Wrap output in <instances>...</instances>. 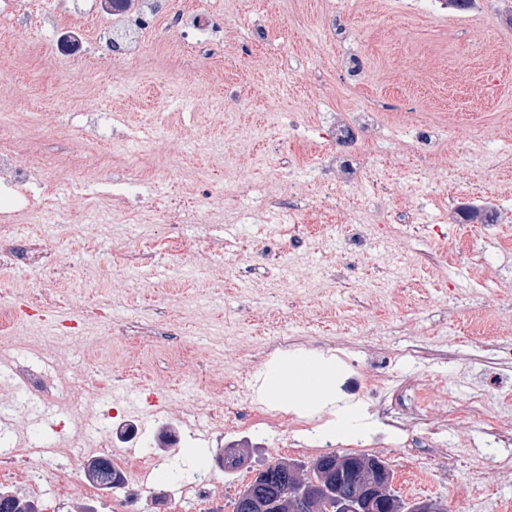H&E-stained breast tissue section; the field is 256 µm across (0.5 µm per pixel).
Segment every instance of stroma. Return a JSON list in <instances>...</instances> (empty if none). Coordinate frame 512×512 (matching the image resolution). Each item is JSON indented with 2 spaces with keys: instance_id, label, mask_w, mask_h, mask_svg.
Returning a JSON list of instances; mask_svg holds the SVG:
<instances>
[{
  "instance_id": "1",
  "label": "stroma",
  "mask_w": 512,
  "mask_h": 512,
  "mask_svg": "<svg viewBox=\"0 0 512 512\" xmlns=\"http://www.w3.org/2000/svg\"><path fill=\"white\" fill-rule=\"evenodd\" d=\"M26 0H0V114L12 115L20 146L59 168L54 207L41 190L29 201L0 197V259L8 269L0 296L18 308L0 330V353L32 370L48 367L70 383L72 402L38 437H71L77 423L116 434L118 452L163 457L146 482H132L90 501L80 453L61 459L69 497L39 499L42 512H166L176 483L172 471H204L211 512H233V501L262 464L307 463L323 455L317 435L333 451L363 454L381 420L371 392L396 410L414 404V380L430 389V415L441 433L409 446L392 431L376 449L394 473L405 502L432 498L447 512H512V469L486 467L485 457L512 458V0H477L454 11L440 0H183L212 20L214 55L195 56L179 26L159 21L144 34L135 58L96 41L105 15L88 18L68 0H40L37 20ZM265 33L261 54L242 66L225 62L226 33L248 42ZM76 34L68 52L64 35ZM280 69V86L265 84ZM252 88L245 109L225 115L228 79ZM120 108L125 121L88 139L93 112ZM373 112L377 122L362 146L402 150V168L377 169L391 203L419 210L415 227L373 244L347 260L329 228L297 248L288 268L250 272L251 261L282 240L291 209L307 195L281 196L288 175L305 182V169H281L271 151L300 136L308 160L348 157L352 144L328 140L340 111ZM165 140L139 161L142 179L116 198L102 162L121 175L131 153L153 131ZM234 142L250 161L246 187L225 186L224 144ZM443 184L425 193L427 181ZM113 215L86 224L84 203ZM189 205L200 220L170 228L159 216L170 203ZM467 239L468 254L450 266L441 251ZM53 304L40 315L21 313L37 298ZM301 346L275 349L274 335ZM427 350L412 356L413 346ZM43 353L30 359V350ZM336 365L343 383L324 408L284 409L256 392V379L282 363ZM139 390L137 409L110 399L109 390ZM484 414L459 416L475 396ZM236 399L250 410L321 416L316 433L287 434L245 419L215 423L216 403ZM193 424V451L170 447L166 435ZM499 433H492V426ZM245 448L250 463L225 471L229 448ZM451 448L454 460L441 451Z\"/></svg>"
}]
</instances>
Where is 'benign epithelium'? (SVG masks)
Returning <instances> with one entry per match:
<instances>
[{
  "label": "benign epithelium",
  "mask_w": 512,
  "mask_h": 512,
  "mask_svg": "<svg viewBox=\"0 0 512 512\" xmlns=\"http://www.w3.org/2000/svg\"><path fill=\"white\" fill-rule=\"evenodd\" d=\"M354 476L353 490L336 489L332 512H402L392 493V479L385 463L377 456L336 454L310 464H296L278 459L259 470L260 476H287L284 487L271 502L256 500L248 495L245 508L250 512H318L319 499L331 481L341 484L348 475Z\"/></svg>",
  "instance_id": "7a95c632"
}]
</instances>
